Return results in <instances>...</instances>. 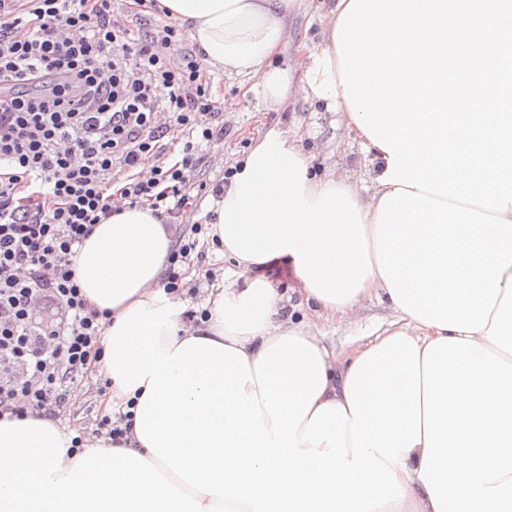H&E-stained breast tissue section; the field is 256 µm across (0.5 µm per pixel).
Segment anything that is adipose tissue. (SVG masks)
<instances>
[{"instance_id":"obj_1","label":"adipose tissue","mask_w":512,"mask_h":512,"mask_svg":"<svg viewBox=\"0 0 512 512\" xmlns=\"http://www.w3.org/2000/svg\"><path fill=\"white\" fill-rule=\"evenodd\" d=\"M303 2L159 0L204 63L258 78L276 107L322 102L385 174L340 84L350 0H320L321 40L274 64ZM211 208L234 280L194 329L161 284L174 238L150 209L123 208L84 242L77 282L107 314L96 366L128 439L73 454L51 418L0 419V512H512V207L378 182L364 196L349 176L316 177L272 128ZM275 257L309 323L258 277ZM370 303L385 326L328 350L321 323Z\"/></svg>"}]
</instances>
